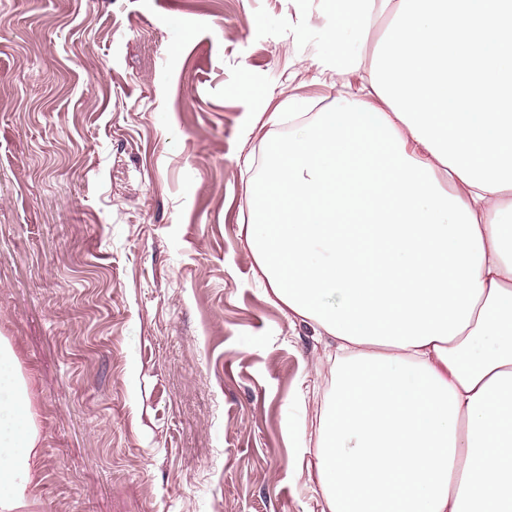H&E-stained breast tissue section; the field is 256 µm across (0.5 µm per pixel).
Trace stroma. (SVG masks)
<instances>
[{"label": "stroma", "instance_id": "35a3bbf8", "mask_svg": "<svg viewBox=\"0 0 512 512\" xmlns=\"http://www.w3.org/2000/svg\"><path fill=\"white\" fill-rule=\"evenodd\" d=\"M325 0H0V338L40 433L33 512H321L285 427L323 346L242 230L256 113L332 104Z\"/></svg>", "mask_w": 512, "mask_h": 512}]
</instances>
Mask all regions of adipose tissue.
<instances>
[{
    "label": "adipose tissue",
    "instance_id": "adipose-tissue-1",
    "mask_svg": "<svg viewBox=\"0 0 512 512\" xmlns=\"http://www.w3.org/2000/svg\"><path fill=\"white\" fill-rule=\"evenodd\" d=\"M375 0H341L364 43ZM353 93L267 156L254 274L334 376L328 512H512V0H385ZM39 440L0 340V512H28ZM376 1L377 2L375 22L367 36L364 45L359 47L356 43L351 44V48L353 50H361V55L364 57L365 61L367 62V65L371 60L373 50L375 49L377 43L383 37L390 22V16L388 12L382 10L379 0Z\"/></svg>",
    "mask_w": 512,
    "mask_h": 512
}]
</instances>
